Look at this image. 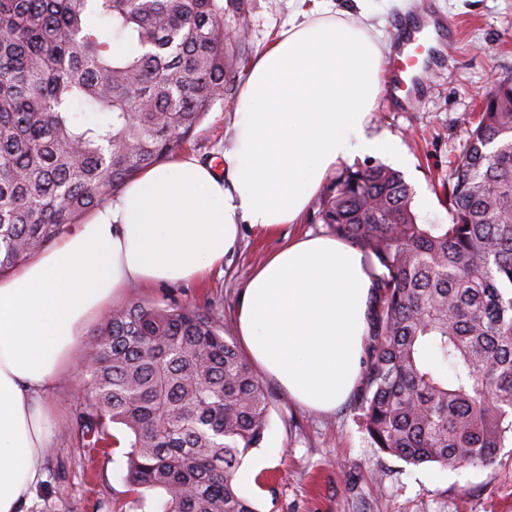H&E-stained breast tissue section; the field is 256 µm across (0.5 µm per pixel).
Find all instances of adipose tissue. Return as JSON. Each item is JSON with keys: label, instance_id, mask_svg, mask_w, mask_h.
<instances>
[{"label": "adipose tissue", "instance_id": "ef3b65f1", "mask_svg": "<svg viewBox=\"0 0 512 512\" xmlns=\"http://www.w3.org/2000/svg\"><path fill=\"white\" fill-rule=\"evenodd\" d=\"M382 57L359 22L289 21L250 67L226 175L176 155L0 276V512H27L43 480L53 423L45 395L74 369L92 317L128 289L207 278L241 225L274 233L296 222L346 158L397 156L394 141L367 131ZM372 293L361 251L300 237L255 267L237 334L290 398L329 412L361 380Z\"/></svg>", "mask_w": 512, "mask_h": 512}]
</instances>
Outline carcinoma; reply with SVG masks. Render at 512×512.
<instances>
[{
  "mask_svg": "<svg viewBox=\"0 0 512 512\" xmlns=\"http://www.w3.org/2000/svg\"><path fill=\"white\" fill-rule=\"evenodd\" d=\"M232 6L226 30L224 0H0L1 275L190 143L243 61ZM444 196L448 223L422 224L401 172L345 166L312 220L374 259L371 444L455 470L512 446V77L481 101ZM92 362L84 428L92 447L110 423L128 433L134 512H259L237 472L270 396L219 308L118 306Z\"/></svg>",
  "mask_w": 512,
  "mask_h": 512,
  "instance_id": "1",
  "label": "carcinoma"
}]
</instances>
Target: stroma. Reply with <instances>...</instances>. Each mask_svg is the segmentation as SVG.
Listing matches in <instances>:
<instances>
[{"label": "stroma", "instance_id": "obj_1", "mask_svg": "<svg viewBox=\"0 0 512 512\" xmlns=\"http://www.w3.org/2000/svg\"><path fill=\"white\" fill-rule=\"evenodd\" d=\"M451 17L457 40L449 67L426 76L424 95L406 111L378 97L369 131L391 136L400 151L390 160L414 190L413 210L423 224H444L448 207L441 192L467 131L492 81L512 77V0H369L370 38L393 44L397 16L417 14L424 2ZM249 16L246 54L256 59L301 11V0H245ZM249 68L233 73L235 94L217 102L194 132L187 151L212 156L224 173L233 124L241 107L238 94ZM324 224L302 218L279 232L243 227L240 240L224 259L223 271L201 285L186 282L129 290L124 302L203 307L215 304L224 314V333L236 336L235 310L255 266L288 239L328 234ZM270 425L261 448L248 465L257 469L254 487L243 493L259 512H512V447L502 449L490 466L449 470L435 463L418 467L371 447L361 431L354 400L320 413L292 402L271 378ZM88 380L80 372L62 376L49 393L55 410L52 453L43 457L44 480L29 512H129L126 448L110 446L92 455L79 414Z\"/></svg>", "mask_w": 512, "mask_h": 512}]
</instances>
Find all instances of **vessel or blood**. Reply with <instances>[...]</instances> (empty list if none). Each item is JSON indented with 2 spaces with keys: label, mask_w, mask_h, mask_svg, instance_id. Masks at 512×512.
Instances as JSON below:
<instances>
[{
  "label": "vessel or blood",
  "mask_w": 512,
  "mask_h": 512,
  "mask_svg": "<svg viewBox=\"0 0 512 512\" xmlns=\"http://www.w3.org/2000/svg\"><path fill=\"white\" fill-rule=\"evenodd\" d=\"M457 29L451 19L424 15L402 20L396 58L404 65L388 90L392 102H406L416 97L422 88L425 70L435 66L440 58L438 42L444 36H455Z\"/></svg>",
  "instance_id": "b4317fda"
}]
</instances>
